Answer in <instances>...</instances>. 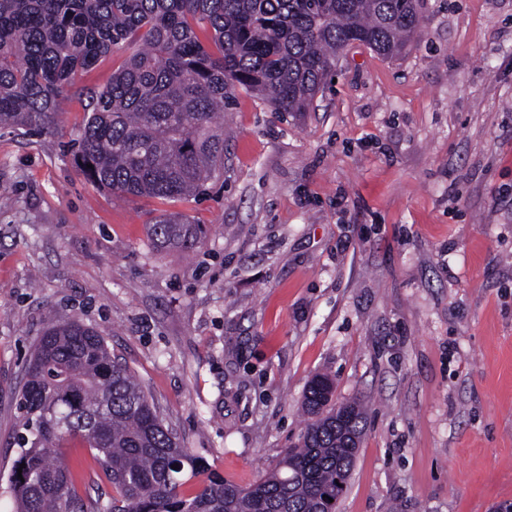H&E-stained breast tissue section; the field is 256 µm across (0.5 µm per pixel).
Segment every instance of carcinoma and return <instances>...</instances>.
Returning <instances> with one entry per match:
<instances>
[{"label": "carcinoma", "instance_id": "obj_1", "mask_svg": "<svg viewBox=\"0 0 512 512\" xmlns=\"http://www.w3.org/2000/svg\"><path fill=\"white\" fill-rule=\"evenodd\" d=\"M419 0H0V126H55L78 73L124 47L111 81L89 92L73 160L122 197L201 194L224 170V108L236 88L281 115L308 112L358 43L394 58L420 34ZM158 245L191 251L202 228L180 213L147 227ZM19 395L20 448L10 475L18 512H78L63 449L79 442L112 485L98 512H323L336 510L354 465L348 445L364 421L355 402L319 407L278 467L242 488L181 447L144 386L112 358L105 337L77 320L48 326ZM25 468H20V464ZM22 474H17V469Z\"/></svg>", "mask_w": 512, "mask_h": 512}]
</instances>
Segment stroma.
<instances>
[{
	"mask_svg": "<svg viewBox=\"0 0 512 512\" xmlns=\"http://www.w3.org/2000/svg\"><path fill=\"white\" fill-rule=\"evenodd\" d=\"M400 57L349 46L314 111L236 90L224 175L183 201L119 198L75 165L85 97L53 132L0 129V512L17 393L52 322L96 328L185 448L247 487L305 426L318 373L360 401L340 512L512 503V0H422ZM203 227L183 253L147 222ZM84 512L112 492L64 451Z\"/></svg>",
	"mask_w": 512,
	"mask_h": 512,
	"instance_id": "stroma-1",
	"label": "stroma"
}]
</instances>
